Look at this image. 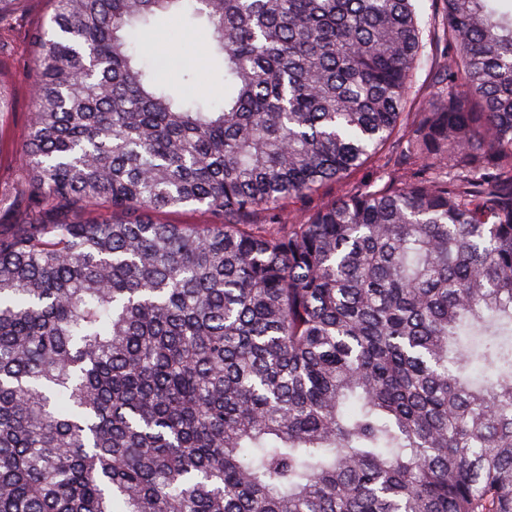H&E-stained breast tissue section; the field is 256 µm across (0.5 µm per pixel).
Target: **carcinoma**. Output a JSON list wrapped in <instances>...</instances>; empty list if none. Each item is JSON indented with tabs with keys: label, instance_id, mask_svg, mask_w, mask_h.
Listing matches in <instances>:
<instances>
[{
	"label": "carcinoma",
	"instance_id": "1",
	"mask_svg": "<svg viewBox=\"0 0 512 512\" xmlns=\"http://www.w3.org/2000/svg\"><path fill=\"white\" fill-rule=\"evenodd\" d=\"M415 2L52 0L0 512H512V0ZM185 14L220 104L131 49ZM188 206L213 223L153 218Z\"/></svg>",
	"mask_w": 512,
	"mask_h": 512
}]
</instances>
